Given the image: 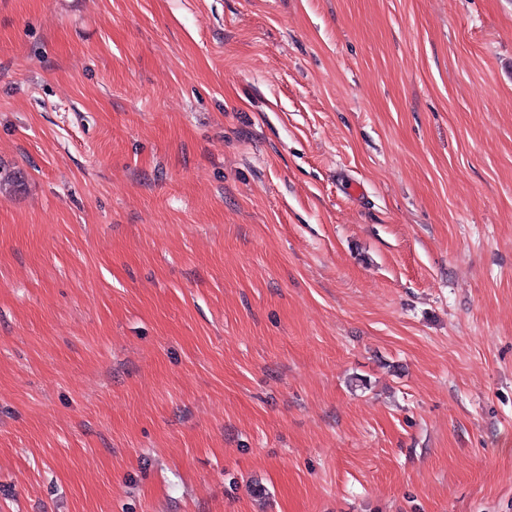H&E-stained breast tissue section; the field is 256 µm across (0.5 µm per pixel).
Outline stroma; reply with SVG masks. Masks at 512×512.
Instances as JSON below:
<instances>
[{
	"mask_svg": "<svg viewBox=\"0 0 512 512\" xmlns=\"http://www.w3.org/2000/svg\"><path fill=\"white\" fill-rule=\"evenodd\" d=\"M0 512H512V0H0Z\"/></svg>",
	"mask_w": 512,
	"mask_h": 512,
	"instance_id": "stroma-1",
	"label": "stroma"
}]
</instances>
